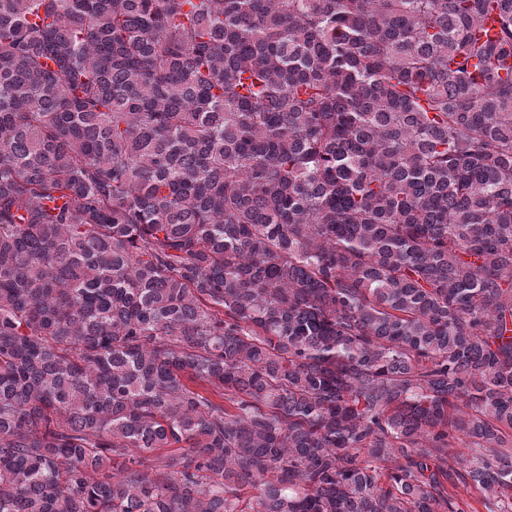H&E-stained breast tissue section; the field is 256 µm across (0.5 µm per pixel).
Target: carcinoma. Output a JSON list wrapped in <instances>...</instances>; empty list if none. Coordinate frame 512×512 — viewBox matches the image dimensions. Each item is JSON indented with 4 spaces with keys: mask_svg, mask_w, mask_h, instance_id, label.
<instances>
[{
    "mask_svg": "<svg viewBox=\"0 0 512 512\" xmlns=\"http://www.w3.org/2000/svg\"><path fill=\"white\" fill-rule=\"evenodd\" d=\"M510 58L512 0H0V512H512Z\"/></svg>",
    "mask_w": 512,
    "mask_h": 512,
    "instance_id": "cac0c4a2",
    "label": "carcinoma"
}]
</instances>
